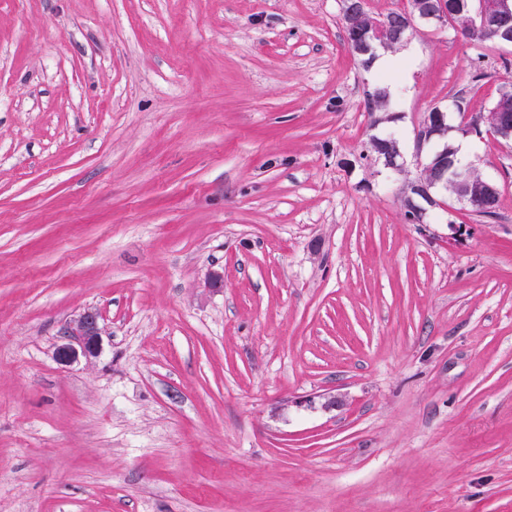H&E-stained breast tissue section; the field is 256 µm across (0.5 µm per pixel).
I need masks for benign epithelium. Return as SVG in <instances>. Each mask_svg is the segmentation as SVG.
<instances>
[{
  "mask_svg": "<svg viewBox=\"0 0 512 512\" xmlns=\"http://www.w3.org/2000/svg\"><path fill=\"white\" fill-rule=\"evenodd\" d=\"M453 17L457 28H465L474 34L489 32L503 46L512 45V0H476V4L460 3L448 10L444 0H409L406 15L401 19L396 32L388 35L383 22L376 20L359 6L350 7L343 22L352 32L354 40L351 50L366 67L378 52L391 49L392 45L404 47L409 40V31L418 23L435 27L448 25ZM496 109L499 123L487 121L486 113L472 112L458 125L450 124L452 113L444 108L427 112L416 129V156H421L425 146L433 142L442 145L426 161L417 162L420 172L407 185L405 192V214L415 223H423L428 209L441 208L450 212L455 207L492 205L499 194L497 182L487 177L472 175L474 165L465 161L459 148L448 138L451 131L463 136L491 135L504 145H512V89L506 87L499 92ZM372 160L400 173L404 167L399 140L388 135L372 139ZM65 342L59 344L55 355L59 363L71 364L84 357L97 355L100 348L102 327L99 314L87 309L68 321L61 330Z\"/></svg>",
  "mask_w": 512,
  "mask_h": 512,
  "instance_id": "7a95c632",
  "label": "benign epithelium"
}]
</instances>
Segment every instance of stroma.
<instances>
[{
	"label": "stroma",
	"mask_w": 512,
	"mask_h": 512,
	"mask_svg": "<svg viewBox=\"0 0 512 512\" xmlns=\"http://www.w3.org/2000/svg\"><path fill=\"white\" fill-rule=\"evenodd\" d=\"M342 8L0 0V512H512V147L495 216L404 209L512 46L416 25L377 122ZM372 157L374 163L382 162L383 166L395 173H400L404 167L403 153L399 140L394 135L372 139ZM99 320L95 310L87 309L63 326L60 336L66 342L59 344L55 351L60 364H71L80 356L89 359L97 355L103 330Z\"/></svg>",
	"instance_id": "stroma-1"
}]
</instances>
